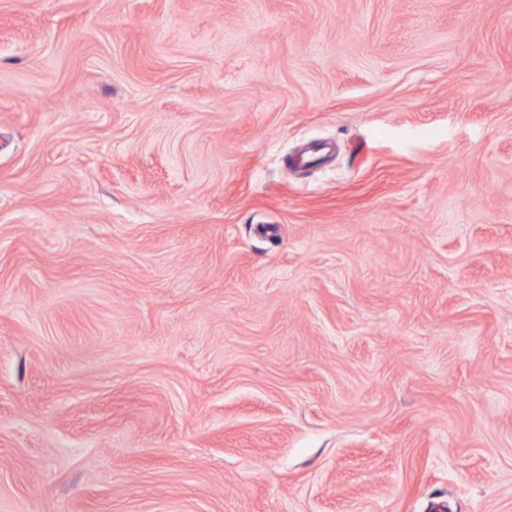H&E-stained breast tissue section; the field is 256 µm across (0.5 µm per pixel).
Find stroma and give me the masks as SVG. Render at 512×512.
I'll return each mask as SVG.
<instances>
[{"mask_svg":"<svg viewBox=\"0 0 512 512\" xmlns=\"http://www.w3.org/2000/svg\"><path fill=\"white\" fill-rule=\"evenodd\" d=\"M512 512V0H0V512Z\"/></svg>","mask_w":512,"mask_h":512,"instance_id":"stroma-1","label":"stroma"}]
</instances>
